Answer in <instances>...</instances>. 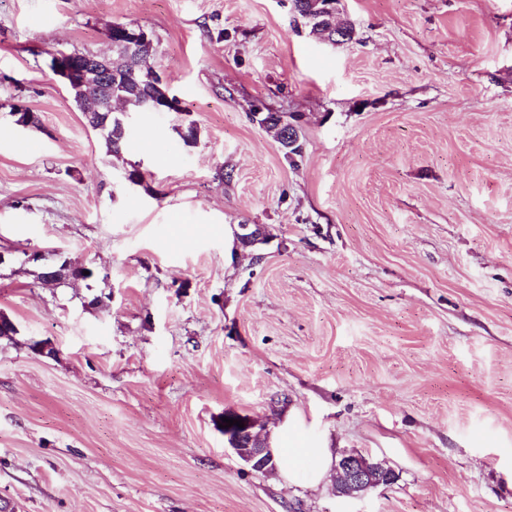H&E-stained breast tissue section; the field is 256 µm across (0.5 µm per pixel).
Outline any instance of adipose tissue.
Listing matches in <instances>:
<instances>
[{
  "instance_id": "obj_1",
  "label": "adipose tissue",
  "mask_w": 512,
  "mask_h": 512,
  "mask_svg": "<svg viewBox=\"0 0 512 512\" xmlns=\"http://www.w3.org/2000/svg\"><path fill=\"white\" fill-rule=\"evenodd\" d=\"M278 468L282 469L286 479L297 475H306L311 486L320 485L329 475L334 465L331 448L319 444L310 448L300 445L295 438L277 433L272 448Z\"/></svg>"
}]
</instances>
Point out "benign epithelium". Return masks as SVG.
Segmentation results:
<instances>
[{
    "instance_id": "benign-epithelium-1",
    "label": "benign epithelium",
    "mask_w": 512,
    "mask_h": 512,
    "mask_svg": "<svg viewBox=\"0 0 512 512\" xmlns=\"http://www.w3.org/2000/svg\"><path fill=\"white\" fill-rule=\"evenodd\" d=\"M122 35L128 47H138L151 42V38L140 27L122 26ZM54 72L64 81L69 91L78 94L79 99L94 102L93 111L111 112L112 105V58L106 56L88 57L79 63H72L61 55H55ZM239 238L253 247L265 241L264 231H255L256 225H240ZM225 417L242 421L244 427L236 425L224 428V440L234 453L254 471L265 470L273 461L269 448L255 440V421L236 413H227ZM337 466L350 474L351 489L346 494L353 496L366 491L370 484V471L360 457L350 454L342 456Z\"/></svg>"
}]
</instances>
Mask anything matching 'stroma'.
Here are the masks:
<instances>
[{
  "instance_id": "1",
  "label": "stroma",
  "mask_w": 512,
  "mask_h": 512,
  "mask_svg": "<svg viewBox=\"0 0 512 512\" xmlns=\"http://www.w3.org/2000/svg\"><path fill=\"white\" fill-rule=\"evenodd\" d=\"M339 9L355 37L332 45L291 0H0L10 512H512V0ZM117 23L152 34L181 105L127 113L119 160L50 68L108 55ZM34 251L95 276L44 285ZM228 412L264 435L297 413L396 479L253 471Z\"/></svg>"
}]
</instances>
